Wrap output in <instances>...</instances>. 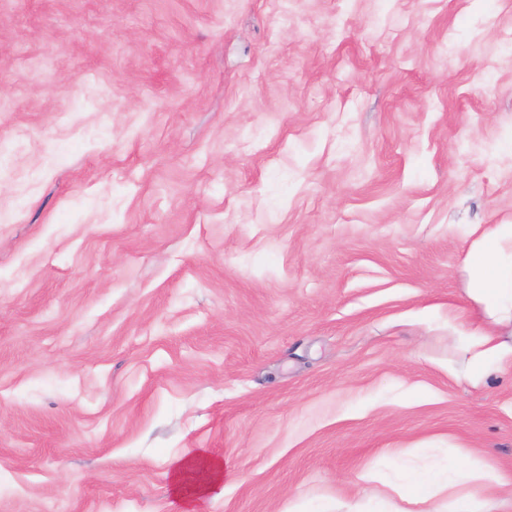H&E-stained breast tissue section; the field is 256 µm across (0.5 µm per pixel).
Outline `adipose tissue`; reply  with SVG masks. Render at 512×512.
<instances>
[{"instance_id":"obj_1","label":"adipose tissue","mask_w":512,"mask_h":512,"mask_svg":"<svg viewBox=\"0 0 512 512\" xmlns=\"http://www.w3.org/2000/svg\"><path fill=\"white\" fill-rule=\"evenodd\" d=\"M462 270L470 306L449 316L455 350L449 370L478 386L512 370V224L473 227ZM507 484L501 471L471 454L385 484L381 495L398 501L394 512H484L488 497Z\"/></svg>"}]
</instances>
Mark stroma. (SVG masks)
Listing matches in <instances>:
<instances>
[{"mask_svg":"<svg viewBox=\"0 0 512 512\" xmlns=\"http://www.w3.org/2000/svg\"><path fill=\"white\" fill-rule=\"evenodd\" d=\"M510 223L512 0H0V512L512 478V373L445 369ZM199 451L223 494H172Z\"/></svg>","mask_w":512,"mask_h":512,"instance_id":"1","label":"stroma"}]
</instances>
